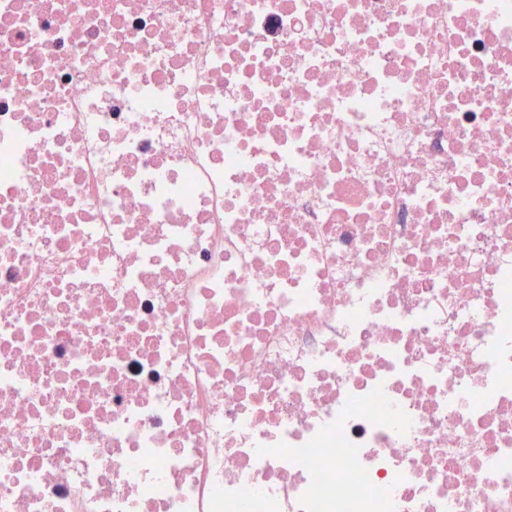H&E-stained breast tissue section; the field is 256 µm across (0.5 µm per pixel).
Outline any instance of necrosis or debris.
<instances>
[{
	"instance_id": "4bbe7bcc",
	"label": "necrosis or debris",
	"mask_w": 512,
	"mask_h": 512,
	"mask_svg": "<svg viewBox=\"0 0 512 512\" xmlns=\"http://www.w3.org/2000/svg\"><path fill=\"white\" fill-rule=\"evenodd\" d=\"M0 512H512V0H0Z\"/></svg>"
}]
</instances>
